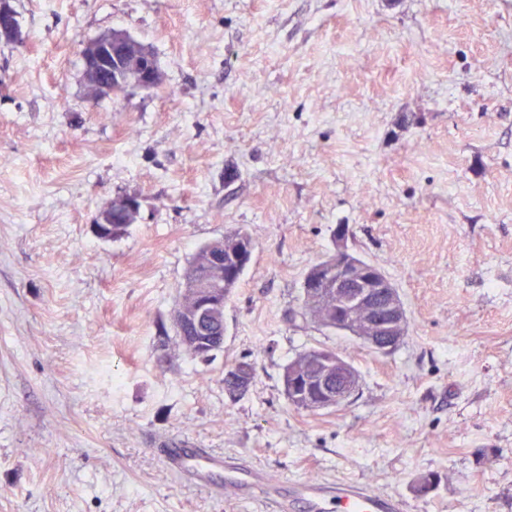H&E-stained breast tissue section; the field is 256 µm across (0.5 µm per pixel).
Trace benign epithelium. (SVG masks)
Masks as SVG:
<instances>
[{"instance_id": "benign-epithelium-1", "label": "benign epithelium", "mask_w": 512, "mask_h": 512, "mask_svg": "<svg viewBox=\"0 0 512 512\" xmlns=\"http://www.w3.org/2000/svg\"><path fill=\"white\" fill-rule=\"evenodd\" d=\"M0 40L15 41L12 9L9 0L0 3ZM125 34L112 33L107 39L84 45L82 58L86 78L102 90L112 92V64L124 55ZM139 79L134 87L150 88L155 80V66L149 48H144L138 60ZM112 215L96 220L97 235L109 239L101 227L126 223L127 216L137 213L139 202L133 196L118 195L109 203ZM348 227L336 228V250L328 257L330 270L323 272V265L316 263L306 272L302 282V295L313 300L334 301L336 328L357 337L363 344L378 353L395 350L407 334L408 316L397 289L375 265L350 253L344 241ZM221 289L218 286L200 285L192 311L179 317L187 325L200 326L219 308ZM311 372L299 376L293 371L284 373L283 387L288 401L302 409L319 411L337 408L348 403L359 392L361 379L354 367L338 354L322 349L309 352Z\"/></svg>"}]
</instances>
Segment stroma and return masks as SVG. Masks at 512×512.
Here are the masks:
<instances>
[{"mask_svg": "<svg viewBox=\"0 0 512 512\" xmlns=\"http://www.w3.org/2000/svg\"><path fill=\"white\" fill-rule=\"evenodd\" d=\"M10 4L0 512H255L177 480L158 454L174 442L274 481H358L406 512H512V0ZM113 30L154 51L159 88L89 98L82 48ZM125 194L135 222L99 238ZM341 224L407 310L391 353L291 316ZM236 229L255 251L224 347L189 358L177 289ZM320 348L360 390L295 408L282 373ZM242 360L255 379L233 399ZM109 208L112 215L104 217L98 214V218L94 224L97 235L102 239H109L111 237L114 239L121 236L129 226V224H126L127 216L137 213V210L139 209V202L133 196L118 195L112 197L109 203ZM113 224H120V227H123L122 224L126 225L122 232L112 234ZM98 225L107 227L110 229V232L106 234Z\"/></svg>", "mask_w": 512, "mask_h": 512, "instance_id": "35a3bbf8", "label": "stroma"}]
</instances>
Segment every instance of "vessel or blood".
<instances>
[{"label": "vessel or blood", "mask_w": 512, "mask_h": 512, "mask_svg": "<svg viewBox=\"0 0 512 512\" xmlns=\"http://www.w3.org/2000/svg\"><path fill=\"white\" fill-rule=\"evenodd\" d=\"M160 455L179 478L194 479L231 503L254 498L259 512H404L403 504L356 482L300 480L285 490L268 487L266 476L252 465L232 464L222 455L173 444Z\"/></svg>", "instance_id": "vessel-or-blood-1"}]
</instances>
